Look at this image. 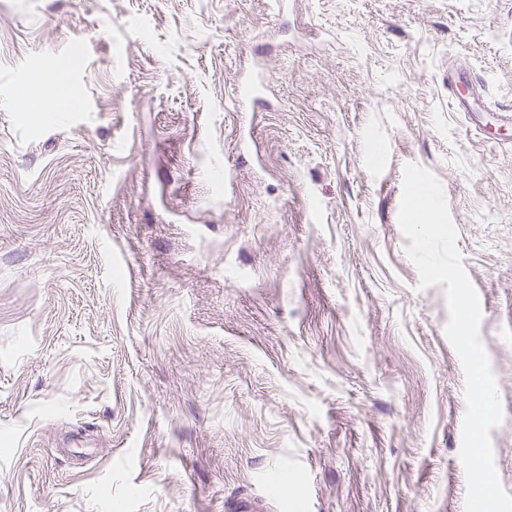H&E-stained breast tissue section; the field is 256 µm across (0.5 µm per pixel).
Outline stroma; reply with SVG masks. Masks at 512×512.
<instances>
[{
	"mask_svg": "<svg viewBox=\"0 0 512 512\" xmlns=\"http://www.w3.org/2000/svg\"><path fill=\"white\" fill-rule=\"evenodd\" d=\"M55 77L76 107L22 110ZM509 108L512 0H0V512H464L410 163L479 294L512 495Z\"/></svg>",
	"mask_w": 512,
	"mask_h": 512,
	"instance_id": "obj_1",
	"label": "stroma"
}]
</instances>
